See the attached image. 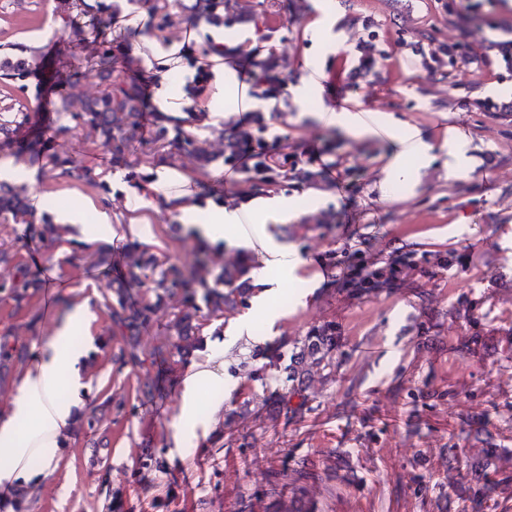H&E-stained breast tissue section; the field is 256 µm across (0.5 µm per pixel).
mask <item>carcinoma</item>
Here are the masks:
<instances>
[{
	"mask_svg": "<svg viewBox=\"0 0 512 512\" xmlns=\"http://www.w3.org/2000/svg\"><path fill=\"white\" fill-rule=\"evenodd\" d=\"M118 69V60L109 52L83 60L76 72L91 73L102 82L105 89L97 97L89 100L84 111L74 113L71 118L86 131V137L102 146L112 167L126 165V156L134 142L154 154L166 151L168 147L184 149L193 154L202 164H207L210 155L204 142L192 135H182L173 140L167 139V128L160 127L153 136L138 139L139 125L136 114L140 107L138 87L134 84L116 86L112 74ZM26 71V61L21 57H7L0 66V78L7 79L22 75ZM43 139L40 118L35 112L14 110L12 107L0 109V149L16 148L20 151L35 150ZM47 163L59 168L70 176L91 184L97 183L99 175L91 168L77 164L71 156L53 153L47 156ZM0 219L7 223L26 225L28 232L37 234L50 243L62 241L68 228L61 224L44 221L37 224L33 212L25 198L7 182H0ZM252 262L242 257L233 266H210L207 252L198 257L196 268L186 273L176 263L163 262L149 246H141L123 256L115 267L116 286L113 287L112 304L109 305L112 319V333L127 337V346L122 350L124 361L135 366L146 363L155 365L166 362L181 350V345L165 339L149 350L140 348L137 331L160 318L166 310L167 298L183 294L185 301L195 302L196 293L192 287L201 290V299L207 313L200 320L188 314L174 315L170 329L174 335L188 340L190 337L207 335L214 322L248 308L253 294L250 272ZM37 287L29 271L22 265H15L10 279L0 283V288L10 289L7 297L20 301L27 289ZM336 347V325L326 323L308 331L302 340L300 351L290 356L284 367L286 381L291 383L286 395V403L298 398L297 408L308 401L306 381L312 369L322 371L336 367L333 351Z\"/></svg>",
	"mask_w": 512,
	"mask_h": 512,
	"instance_id": "carcinoma-1",
	"label": "carcinoma"
}]
</instances>
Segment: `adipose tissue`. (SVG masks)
Returning <instances> with one entry per match:
<instances>
[{"label":"adipose tissue","instance_id":"1","mask_svg":"<svg viewBox=\"0 0 512 512\" xmlns=\"http://www.w3.org/2000/svg\"><path fill=\"white\" fill-rule=\"evenodd\" d=\"M391 132L395 149L380 182L388 198L395 197L401 186L418 184L433 150L419 131L395 126ZM85 320L86 311L79 307L57 325L52 341L25 371L10 413L0 418V447L8 451L0 460V488H20L45 480L59 457L60 439L73 422V410L71 405L58 401L57 386L62 374L77 371L78 357L68 348L69 337ZM204 381L220 384L224 377L206 369L190 374L188 397L175 436L177 447L190 449L197 437L201 421L196 413V393Z\"/></svg>","mask_w":512,"mask_h":512}]
</instances>
